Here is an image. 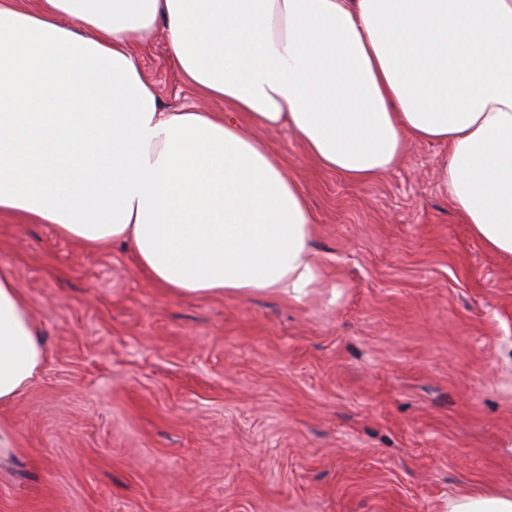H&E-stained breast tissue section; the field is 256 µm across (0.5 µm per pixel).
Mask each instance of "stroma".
Returning <instances> with one entry per match:
<instances>
[{
    "mask_svg": "<svg viewBox=\"0 0 512 512\" xmlns=\"http://www.w3.org/2000/svg\"><path fill=\"white\" fill-rule=\"evenodd\" d=\"M130 52L162 111L206 108L164 27ZM318 218L338 296L185 299L128 249L0 215L48 360L0 425V512H444L512 496V257L438 189L442 148L355 183L260 128ZM448 512H512V496L458 494L448 499Z\"/></svg>",
    "mask_w": 512,
    "mask_h": 512,
    "instance_id": "35a3bbf8",
    "label": "stroma"
}]
</instances>
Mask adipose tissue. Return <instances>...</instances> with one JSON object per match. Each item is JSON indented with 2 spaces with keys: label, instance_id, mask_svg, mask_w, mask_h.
<instances>
[{
  "label": "adipose tissue",
  "instance_id": "adipose-tissue-1",
  "mask_svg": "<svg viewBox=\"0 0 512 512\" xmlns=\"http://www.w3.org/2000/svg\"><path fill=\"white\" fill-rule=\"evenodd\" d=\"M158 24L227 112L161 111L127 50ZM254 126L354 182L443 145L442 195L512 256V0H0V214L124 244L178 297L304 302L327 283L316 218ZM47 358L0 269V403Z\"/></svg>",
  "mask_w": 512,
  "mask_h": 512
}]
</instances>
